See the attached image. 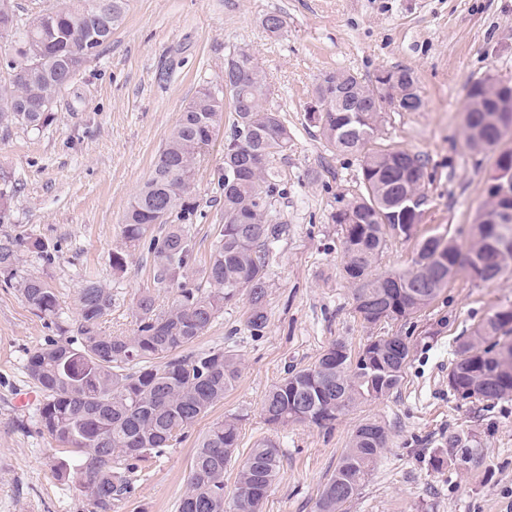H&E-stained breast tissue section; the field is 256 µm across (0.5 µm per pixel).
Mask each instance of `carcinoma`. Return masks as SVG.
<instances>
[{"instance_id": "carcinoma-1", "label": "carcinoma", "mask_w": 512, "mask_h": 512, "mask_svg": "<svg viewBox=\"0 0 512 512\" xmlns=\"http://www.w3.org/2000/svg\"><path fill=\"white\" fill-rule=\"evenodd\" d=\"M100 1V11L92 4ZM127 0H54L26 13L15 0H0V17L12 16L0 39V125L39 130L51 123L72 84L90 61L99 58L112 32L123 22ZM242 50L224 59V87L207 83L197 92L156 154L149 178L124 215L123 244L149 241L154 283L172 293L168 304L146 292L135 303L131 335L105 328L112 313V288L93 279L78 293L77 318L69 323L55 289L36 277L19 274L22 240L0 239V274L15 284L36 315L50 320L56 339L28 353L26 370L42 393L36 408L38 432L54 440L65 456L53 464L58 480L90 495L95 512H110L129 497L153 459L179 444L185 430L224 401L241 373L234 351L193 348L224 313V306L247 295L246 326L253 337L267 328V268L282 234L273 223L272 199L280 175L268 157L288 149L291 132L280 111L269 106L270 86L263 70L242 74ZM396 96L381 94L378 82L350 70L321 74L313 96L323 112L309 118L325 140L343 153L362 155V192L336 211L341 225V262L345 278L357 288L356 307L369 324L411 320L448 282L464 271L491 281L512 272V222L472 224L462 248L448 235L419 243L406 268L377 272L375 263L387 238H412L417 222L394 201L421 190L428 178L420 155L400 148L374 149L371 142L385 107L418 112L423 106L417 77L394 68ZM356 95L336 98L338 86ZM234 112L232 134L224 143V189L219 234L201 277L189 275L192 244L186 223L197 215L195 169L210 132L223 121L224 95ZM502 90L490 77L473 82L467 92L466 147L496 152L488 182L502 175V148L512 136V112L501 125L488 117L499 111ZM17 192L10 173L0 172V220ZM156 224L165 233H151ZM410 348L402 336H375L356 353L342 341L331 343L309 366L287 373L262 404L264 420L274 426L302 422L327 428L358 403L379 400L402 379ZM448 375L455 392L468 398L498 399L512 393V307L487 317L460 339L457 360ZM240 412L216 422L203 435L190 464L178 512H262L277 479L283 453L272 439L258 441L240 461L236 493L226 496L224 475L238 448ZM385 428L359 425L336 470L322 485L317 512H342L367 481L387 447Z\"/></svg>"}]
</instances>
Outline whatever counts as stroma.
Instances as JSON below:
<instances>
[{
    "label": "stroma",
    "mask_w": 512,
    "mask_h": 512,
    "mask_svg": "<svg viewBox=\"0 0 512 512\" xmlns=\"http://www.w3.org/2000/svg\"><path fill=\"white\" fill-rule=\"evenodd\" d=\"M268 14L282 17L279 34L263 29ZM242 49L266 73L271 101L292 133L287 151L273 159L282 179L273 220L282 235L268 265V326L251 337L247 300L225 306L199 344L235 350L242 360L235 387L112 512H177L198 438L242 410L240 453L264 438L283 452L263 512H317L322 484L356 427L370 421L385 427L388 445L347 512H512V395L462 400L448 390L458 339L512 307V274L489 282L459 274L411 321L366 324L342 271V230L333 220L360 190L361 157L336 152L306 119L324 72L371 77L412 69L424 107L383 113L374 145L426 160L425 216L416 237L388 241L375 269L408 266L420 240L432 235L467 246L496 160L465 145L467 87L488 75L512 84V0H128L107 49L68 87L49 126L0 127V169L18 184L0 238L45 245L47 257L24 254L21 273L48 282L67 318L77 316L86 279L116 289L106 329L131 334L135 301L154 286L153 264L146 245L136 244L127 247L124 269L113 270L121 218L198 89L223 81L225 58ZM231 132L223 122L197 163L195 196L204 216L190 226L196 271L221 222ZM55 334L0 281V512H93L86 493L54 476V443L39 434L34 405L16 404L18 394L35 389L27 353ZM372 336L409 342L398 390L355 406L329 428L265 422L262 402L288 370L314 363L334 341L356 351ZM457 434L465 447H449Z\"/></svg>",
    "instance_id": "1"
}]
</instances>
